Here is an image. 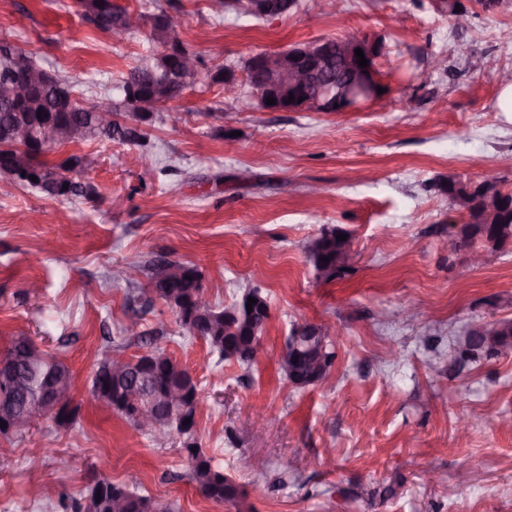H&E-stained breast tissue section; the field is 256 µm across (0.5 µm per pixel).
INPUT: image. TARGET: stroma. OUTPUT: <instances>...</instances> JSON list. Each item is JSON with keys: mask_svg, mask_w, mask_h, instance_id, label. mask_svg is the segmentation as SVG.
<instances>
[{"mask_svg": "<svg viewBox=\"0 0 512 512\" xmlns=\"http://www.w3.org/2000/svg\"><path fill=\"white\" fill-rule=\"evenodd\" d=\"M164 10L202 69L235 70V91L188 89L145 126L146 146L88 141L77 181L93 200H52L18 186L0 195V351L32 336L75 375L76 424L37 419L0 436V512H57L41 490L83 492L89 467L177 512H234L199 495L182 439L157 446L87 398L107 344L125 355L165 349L208 396L197 439L246 493L252 512H512V355L455 367L450 355L479 322L512 318V249L477 269L449 256L461 223L437 183L455 176L512 189V112L499 111L512 71V0H461L457 26L431 0H300L281 19L225 13L219 0H119ZM369 35L388 91L352 112L239 110L245 61L301 41ZM0 37L97 94L157 53L149 27L124 42L82 19L76 0H0ZM249 180H239L241 171ZM351 239L350 272L324 283L305 256L327 227ZM165 256L197 265L209 298L267 297L262 351L247 368L182 337L140 285L109 273ZM39 282L31 290L30 282ZM138 320L145 340L125 336ZM304 321L332 325L336 365L295 388L276 355ZM333 468H325V449Z\"/></svg>", "mask_w": 512, "mask_h": 512, "instance_id": "1", "label": "stroma"}]
</instances>
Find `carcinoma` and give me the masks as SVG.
Returning a JSON list of instances; mask_svg holds the SVG:
<instances>
[{
	"instance_id": "carcinoma-1",
	"label": "carcinoma",
	"mask_w": 512,
	"mask_h": 512,
	"mask_svg": "<svg viewBox=\"0 0 512 512\" xmlns=\"http://www.w3.org/2000/svg\"><path fill=\"white\" fill-rule=\"evenodd\" d=\"M83 9V17L94 28L100 31L112 32L123 29L130 35L135 28L128 25L132 12L122 6L117 0H79ZM137 26L150 27L151 40L161 47V52L147 66L132 69L119 86L125 91L129 86L140 88L136 98L123 96L116 102L111 97H105L112 122L102 124L96 113L86 109L84 103H92L95 98L85 97L76 93L75 86L67 82L62 85L43 84L36 88L32 95L22 101L14 102L0 97V183H14L16 186L37 185L26 181H13L12 169L17 165L27 167L28 175H34L43 181L40 192L50 198H87L97 195L96 189L90 184L72 181L68 173L84 168L85 156L78 153L69 154L60 160H50L48 155L55 149L78 144L89 140H116L122 143L141 145L145 135L140 125L155 116L159 107L180 97L184 90L199 82H221V75L204 74L203 78L196 76L185 79V74H179L177 84L162 86L157 76L164 71L175 72L179 69L178 58L167 53L173 44H182L176 36L174 23L165 11L136 15ZM20 47L0 40V87L6 78V70L16 55H23ZM53 122L60 130L58 139L44 149L36 147V140L15 141L7 134L12 127L23 125L29 128L41 127L46 122ZM490 196L479 207L470 208L466 217L475 223L461 227L462 237L459 244L465 249H479L483 238L496 240L498 248L512 245V191H504L494 183L488 184ZM342 233L338 227L325 228L317 236L309 240L305 247L307 261L316 272V279L330 282L344 274L343 266L339 264L340 256L348 245L346 240H338ZM328 257L329 262L321 261ZM169 260L160 258L152 263L148 270L149 282L145 291L146 302L151 304L160 300L176 314L180 327L188 337L202 340L208 348L217 353L222 360H234L239 365L248 367L253 364L258 348L263 338L270 316V306L267 298L257 289L245 290L238 294L227 305L211 304L203 311L198 310L197 303L205 293L203 274L195 265L177 261L172 265L182 268V275L171 278L161 273V266ZM254 298L253 305L259 316L249 318L246 313L248 298ZM476 342L485 345L494 356L512 354V319H498L483 323V329L477 335L467 334L458 341L455 349V363L463 368L479 360V356L470 353L469 343ZM35 347L31 337L20 333L11 338L5 358H14L20 352ZM124 348L115 346L110 354L100 362L98 369L91 379V389L112 396L116 407L112 413L121 417L135 429H140L135 418L136 408L123 402L126 392L139 389L147 384L152 395L157 400L162 397L167 388L175 381H181L188 388L190 395L202 393L198 382L191 378L187 371L178 368L172 358L162 349H150L140 356L133 358L135 364L121 375H111L106 372L107 364L112 355H121ZM325 358L329 369H323L312 353L299 358L287 357L277 362L279 373L290 382L302 381L311 386L315 378L325 377L335 366L336 351L332 341H327ZM48 376L66 377L69 385H74L73 372L62 359L48 352H41V360L28 363L24 387L26 395L21 397L20 413H28L30 418L52 415L53 421L59 427H68L77 421L79 410L72 405V395L64 399L63 407L58 412L43 407L35 398L32 390ZM183 450L189 467V478L195 484L198 493L205 499L223 503L235 509V512H249L246 496L233 476L213 463L196 439L195 432H185L182 442ZM100 492V498H88L84 495L66 504L59 502L63 509L72 512H173L169 504L154 500L130 489L127 485L113 482L96 474L90 476Z\"/></svg>"
}]
</instances>
